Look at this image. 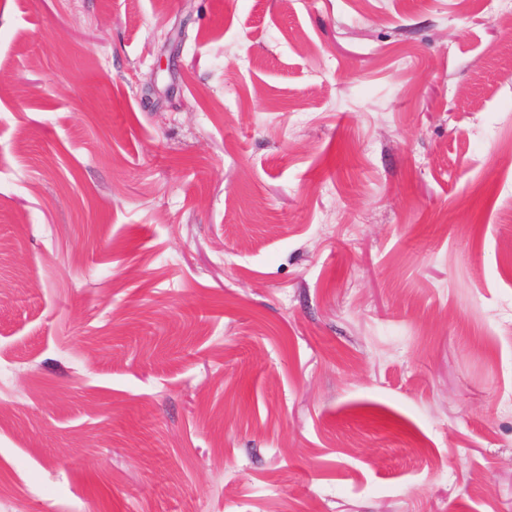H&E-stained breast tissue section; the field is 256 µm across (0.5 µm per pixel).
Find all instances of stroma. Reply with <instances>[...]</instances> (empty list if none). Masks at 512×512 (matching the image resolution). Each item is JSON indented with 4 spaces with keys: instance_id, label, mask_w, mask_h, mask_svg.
Instances as JSON below:
<instances>
[{
    "instance_id": "35a3bbf8",
    "label": "stroma",
    "mask_w": 512,
    "mask_h": 512,
    "mask_svg": "<svg viewBox=\"0 0 512 512\" xmlns=\"http://www.w3.org/2000/svg\"><path fill=\"white\" fill-rule=\"evenodd\" d=\"M511 43L0 0V512H512Z\"/></svg>"
}]
</instances>
